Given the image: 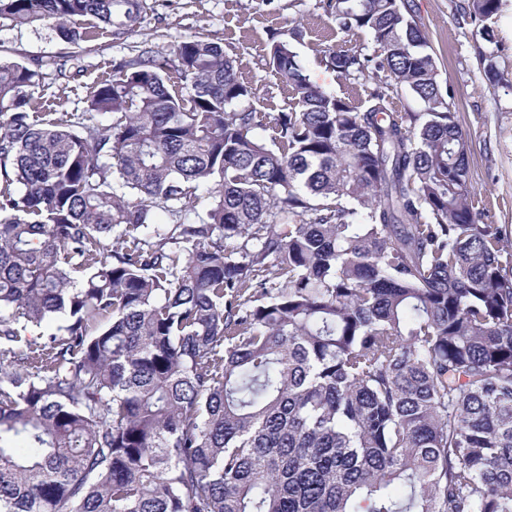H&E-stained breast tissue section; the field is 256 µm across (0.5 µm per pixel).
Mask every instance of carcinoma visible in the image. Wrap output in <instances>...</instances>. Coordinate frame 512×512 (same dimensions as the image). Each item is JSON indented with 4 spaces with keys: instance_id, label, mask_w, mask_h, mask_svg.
<instances>
[{
    "instance_id": "1",
    "label": "carcinoma",
    "mask_w": 512,
    "mask_h": 512,
    "mask_svg": "<svg viewBox=\"0 0 512 512\" xmlns=\"http://www.w3.org/2000/svg\"><path fill=\"white\" fill-rule=\"evenodd\" d=\"M320 5L371 36L336 73L423 111L388 83L361 110L279 40L267 139L202 36L112 62L80 113L0 61V512H512V226L470 200L408 0ZM0 18L79 47L141 3ZM390 92V109L392 112H421L422 103L404 87H392Z\"/></svg>"
}]
</instances>
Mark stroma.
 I'll return each instance as SVG.
<instances>
[{"instance_id":"35a3bbf8","label":"stroma","mask_w":512,"mask_h":512,"mask_svg":"<svg viewBox=\"0 0 512 512\" xmlns=\"http://www.w3.org/2000/svg\"><path fill=\"white\" fill-rule=\"evenodd\" d=\"M135 30L104 34L71 49L47 25L14 26L0 20V57L37 62L50 93L70 112L83 111L88 87L101 80L113 60L149 45L168 53L175 40L203 36L220 43L238 75L255 96L253 111L273 116L294 106L288 87L267 66L272 40L292 43L312 81L366 108L386 72L356 79L339 77L329 67V49L370 47L367 32H343L319 0H143ZM425 28L442 88L473 143L470 157L471 201L484 223L512 225V0L478 26L464 20L468 0H411Z\"/></svg>"}]
</instances>
